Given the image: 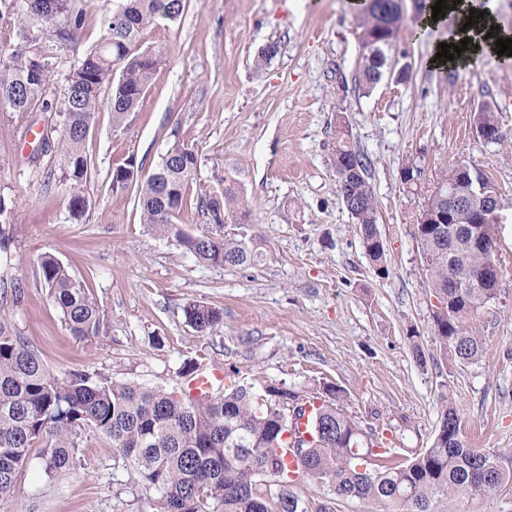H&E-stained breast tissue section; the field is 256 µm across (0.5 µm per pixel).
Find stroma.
Here are the masks:
<instances>
[{
	"label": "stroma",
	"instance_id": "stroma-1",
	"mask_svg": "<svg viewBox=\"0 0 512 512\" xmlns=\"http://www.w3.org/2000/svg\"><path fill=\"white\" fill-rule=\"evenodd\" d=\"M118 3L76 0L84 29L65 43L52 26L33 22L24 30L16 16L2 15L0 53L27 33L53 42L51 97L62 101L66 74L98 42L104 10ZM401 7L407 24L392 54L410 76L384 75L366 94L356 85L360 48L350 0H185L177 21L143 31L141 48L164 58L137 110L119 126L107 108L96 116L85 143L87 206L77 219L68 196L43 186L46 171L62 163L60 153H35L44 124L0 112V195L12 208L0 307L52 374L97 372L172 389L193 359L304 397L337 386L349 414L383 435L398 462L430 446L449 402L469 444L504 453L512 468V69L490 53L460 70L430 69L429 57L456 37L459 19L429 27L417 19L416 0ZM271 42L277 55L256 66ZM485 104L502 126L500 142L475 134L474 114ZM340 112L370 162L388 261L382 278L337 190L331 155ZM176 146L198 156L182 230L213 229L198 201L233 178L250 206L258 265L201 263L141 224L134 191H112L113 168L132 158L151 174ZM409 160L430 175L466 163L502 195L497 297L460 321L483 344L470 364L451 361L431 341L436 299L414 238L428 188L401 183ZM45 253L86 285L99 310L97 335L69 332L39 282ZM191 302L222 312L212 334L186 322ZM417 347L423 360L413 354ZM77 455L74 470L50 478L41 448L31 449L18 492L0 502V512H146L147 492L132 468L116 463L109 439L93 436Z\"/></svg>",
	"mask_w": 512,
	"mask_h": 512
}]
</instances>
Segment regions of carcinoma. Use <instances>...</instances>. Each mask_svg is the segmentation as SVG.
Wrapping results in <instances>:
<instances>
[{
	"instance_id": "obj_1",
	"label": "carcinoma",
	"mask_w": 512,
	"mask_h": 512,
	"mask_svg": "<svg viewBox=\"0 0 512 512\" xmlns=\"http://www.w3.org/2000/svg\"><path fill=\"white\" fill-rule=\"evenodd\" d=\"M184 8V0H124L104 14L100 41L66 75V95L58 106L48 98L55 75L52 46L28 37L11 55L0 54V112L21 120L35 110L63 115L56 139L63 175L47 180V186L70 196L73 216H81L86 206L81 186L90 160L84 144L104 88L111 89L107 107L119 126L137 109L160 62V54L139 47L143 30L158 17L175 21ZM10 12L23 24L60 23V41L72 40L84 25L83 12L69 0H0V15ZM356 21L359 38H372L378 46V53L364 54L358 62V83L368 92L382 79L405 16L395 0H369ZM485 128L501 131L488 106L480 108L475 121V129ZM333 165L339 194L361 201L354 221L367 227L363 245L375 272L385 273V248L373 237L378 215L368 162L341 126ZM197 166L193 150L175 147L144 178L131 157L111 173V188L123 192L137 186L142 223L175 239L199 261L220 267L258 262L262 253L256 235L224 234V225L246 224L250 217L231 180L224 181L221 196L202 200L214 230L193 236L176 224ZM414 236L421 254L428 256L425 275L441 303L433 314L434 344L454 361L472 363L481 356L482 343L457 321L496 297L501 266L495 227L483 225L479 243L471 248L463 240L435 235L419 221ZM454 251L464 258H448ZM453 276L469 287L455 292L448 287ZM39 277L70 333L83 339L96 334L99 311L82 282L47 254L40 259ZM184 316L202 336L223 321L221 311L200 303L185 306ZM311 400L319 405L309 417L310 439L303 440V453L289 463L284 449L293 453L298 442L284 439L279 419L289 404L295 406L294 415L302 413L295 390L282 385L266 394L234 381L192 398L183 390L113 381L94 372L53 375L34 346L8 327L0 313V501L15 496L17 474L31 448H42L47 475H62L75 468L77 448L88 433L109 438L118 458L153 492L148 512H307L297 494L307 484L328 492L321 512L352 500L377 512H440L444 500L448 512L455 505L462 512H482L492 495L512 485V470L502 464L500 453L468 445L450 403L430 447L396 464L383 438L360 428L348 414L340 389L326 385Z\"/></svg>"
}]
</instances>
